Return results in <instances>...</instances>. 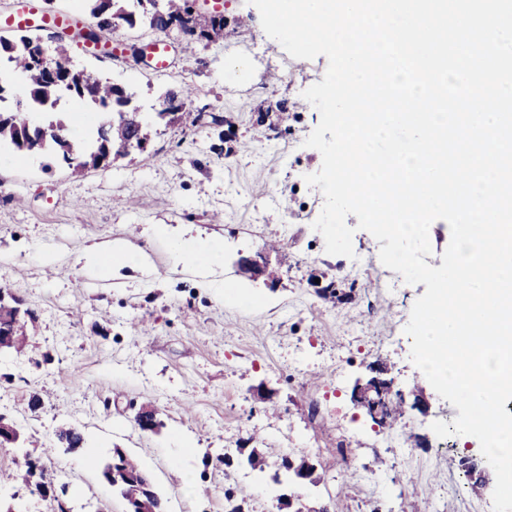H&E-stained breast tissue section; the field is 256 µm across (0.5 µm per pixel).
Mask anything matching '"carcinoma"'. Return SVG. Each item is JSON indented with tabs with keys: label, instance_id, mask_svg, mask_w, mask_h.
<instances>
[{
	"label": "carcinoma",
	"instance_id": "carcinoma-1",
	"mask_svg": "<svg viewBox=\"0 0 512 512\" xmlns=\"http://www.w3.org/2000/svg\"><path fill=\"white\" fill-rule=\"evenodd\" d=\"M143 0H84L83 7L95 20L101 30L112 27L116 19L129 24L136 21L134 8ZM190 0H165L161 6L165 16H181L188 13ZM189 41L196 43L205 41L208 44L224 39V16L214 14L208 19L194 23V29L188 31L178 27ZM68 45L59 44L54 55L60 68L58 84L50 86L46 83L41 70V41L27 37L20 43L0 38V56H6L14 68L26 79L30 99L44 105H54L64 95L73 96L95 108H110L109 117L99 122L94 134L92 145L88 146L80 137L72 135L70 126L60 117L48 124L60 134L48 133L36 140L27 139L22 133L23 116L11 122L0 121V141H7L20 155H39L48 159L44 168H50L52 162H62L74 173L88 168L107 166L118 158L132 152L130 142L135 135L134 129L127 123L124 113L126 105L133 101L135 92L129 88H117L115 84L104 82L99 77L85 71L75 70L69 66ZM28 341V322L19 321L11 328L8 340L0 339V354L23 352ZM57 441H66L68 450L72 451L85 445L81 431L75 428H62L56 434ZM112 471V489L127 505V512H164V498L156 491L140 492L135 486L125 481L127 474H139L143 469L131 456L119 448L114 449L111 459L105 464L104 471ZM21 483L32 487L41 494L47 492L45 467L38 459L28 458L18 474Z\"/></svg>",
	"mask_w": 512,
	"mask_h": 512
}]
</instances>
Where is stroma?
<instances>
[{"mask_svg": "<svg viewBox=\"0 0 512 512\" xmlns=\"http://www.w3.org/2000/svg\"><path fill=\"white\" fill-rule=\"evenodd\" d=\"M234 32L183 53L146 20L117 21L106 36L126 45L165 38L170 70L70 49L69 64L136 91L159 111L166 92L192 86L173 123H153L145 150L75 176L39 158L0 162V286L37 319L21 355H0V414L21 438L0 447V505L52 512L51 499L7 481L25 458L42 459L71 512H126L104 479L114 449L138 460L169 512H224L225 488L249 493L246 512H295L340 500L342 512H493L492 488L477 489L462 466L480 455L476 438L438 437L441 417L458 414L410 359L405 332L422 284L387 292L380 244L354 227L353 257L330 255L313 224L324 205L322 156L304 141L321 120L302 93L322 81L328 60L297 59L264 32L249 0H224ZM240 60L244 71L232 70ZM290 108L288 122L279 119ZM217 246L218 260L193 268L177 249ZM123 245L129 268L88 267L93 250ZM263 255L269 274L242 269ZM335 284L351 299L330 301ZM382 367L404 396L422 390L426 412L406 409L397 425L375 424L352 399L357 380ZM39 407H31L32 395ZM327 407L312 419L310 401ZM149 407L163 422L142 431ZM75 426V452L52 449L56 430ZM401 450L378 447L387 436ZM351 441L350 466L336 440ZM251 441L265 472L219 464ZM308 458L312 480L275 483L282 455ZM200 474L184 492L177 468Z\"/></svg>", "mask_w": 512, "mask_h": 512, "instance_id": "1", "label": "stroma"}]
</instances>
